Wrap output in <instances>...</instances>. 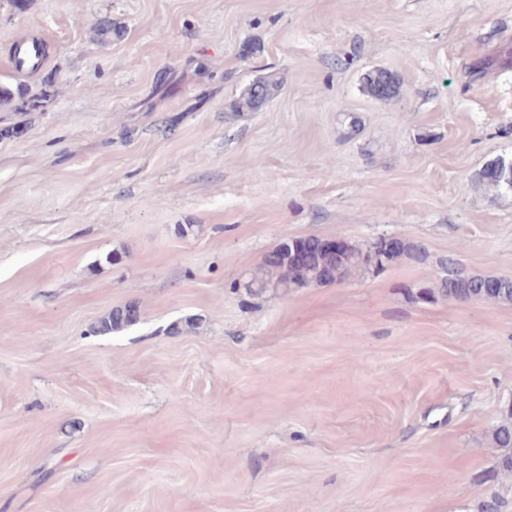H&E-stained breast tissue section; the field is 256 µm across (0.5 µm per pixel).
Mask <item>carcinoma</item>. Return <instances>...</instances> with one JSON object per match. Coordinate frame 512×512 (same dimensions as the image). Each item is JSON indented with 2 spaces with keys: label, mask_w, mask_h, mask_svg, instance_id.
Instances as JSON below:
<instances>
[{
  "label": "carcinoma",
  "mask_w": 512,
  "mask_h": 512,
  "mask_svg": "<svg viewBox=\"0 0 512 512\" xmlns=\"http://www.w3.org/2000/svg\"><path fill=\"white\" fill-rule=\"evenodd\" d=\"M95 40L103 43L120 38L122 31L109 17L99 20L93 30ZM364 87L374 99L386 101L398 94L399 85L392 73L375 69L364 77ZM279 90V82L273 75L264 76L245 90L235 102L238 112H256ZM512 171V159L498 158L486 165L481 180L497 189L512 191V181L506 173ZM324 238L308 236L283 242L270 250L263 259L262 269L248 277L243 288L250 294H261L270 289L300 288L311 283L331 284L339 281L342 274L354 268L369 267L367 258L379 253L378 268L396 258L420 262L424 259L421 248L415 244L403 249L381 250L375 241L366 248L350 246L343 257H336L323 247ZM439 293L458 300L509 301L512 302V278L507 276L466 274L464 278L443 275ZM140 308L136 301H129L113 308L94 327V333L107 335L121 332L139 321ZM493 440L503 449L496 466L504 476L502 486L488 494L480 505V512H505L512 497V409L507 411L493 430Z\"/></svg>",
  "instance_id": "1"
}]
</instances>
